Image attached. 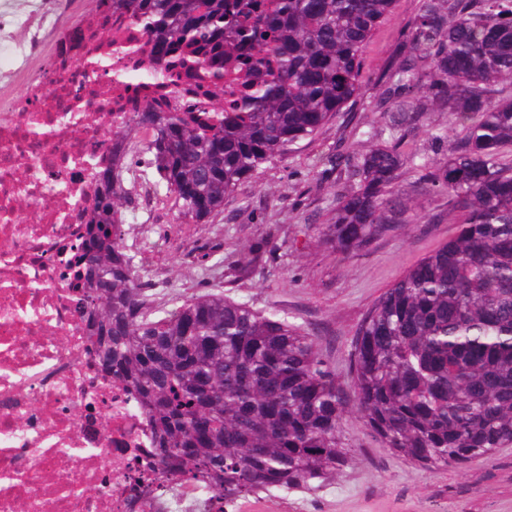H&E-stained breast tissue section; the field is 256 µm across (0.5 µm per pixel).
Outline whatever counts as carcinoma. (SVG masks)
<instances>
[{"label":"carcinoma","instance_id":"1","mask_svg":"<svg viewBox=\"0 0 512 512\" xmlns=\"http://www.w3.org/2000/svg\"><path fill=\"white\" fill-rule=\"evenodd\" d=\"M394 0H111L142 29L138 77L163 89L161 60L207 99L193 115L138 113L157 195L206 224L224 200L354 97L363 49ZM409 55L385 81L380 120L345 166L324 241L338 252L402 231L416 207L406 171L448 195L455 234L372 305L351 353L350 387L318 339L274 309L206 293L156 304L124 244L125 143L101 170L84 243L80 318L96 357L135 391L162 463L224 497L319 488L348 464L347 415L379 444L424 467L512 446V0H421ZM466 116L458 142L430 113ZM430 127L429 149L398 145Z\"/></svg>","mask_w":512,"mask_h":512}]
</instances>
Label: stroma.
<instances>
[{"instance_id":"35a3bbf8","label":"stroma","mask_w":512,"mask_h":512,"mask_svg":"<svg viewBox=\"0 0 512 512\" xmlns=\"http://www.w3.org/2000/svg\"><path fill=\"white\" fill-rule=\"evenodd\" d=\"M419 4L395 0L373 31L362 55L359 96L241 182L208 223H192L170 198L155 197L148 208L133 199L123 212L125 241L152 282L162 284L160 300L221 292L259 310L277 309L318 337L323 358L348 379L353 341L369 308L456 231L447 195L413 186L404 176L400 195L418 203L408 230L350 254L327 248L321 236L339 178L325 162L350 153L361 132L378 121L380 78L399 59ZM143 222L153 226L146 238ZM345 441L352 449L349 465L321 488L249 497L239 512H512V447L427 468L379 447L354 412Z\"/></svg>"}]
</instances>
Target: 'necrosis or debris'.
<instances>
[{"label":"necrosis or debris","mask_w":512,"mask_h":512,"mask_svg":"<svg viewBox=\"0 0 512 512\" xmlns=\"http://www.w3.org/2000/svg\"><path fill=\"white\" fill-rule=\"evenodd\" d=\"M12 2L0 50L26 94L0 87V512H225L204 481L171 470L157 485L153 428L75 312L98 169L157 103L133 75L145 37L116 17L61 34ZM36 57L48 68L32 71Z\"/></svg>","instance_id":"4bbe7bcc"}]
</instances>
